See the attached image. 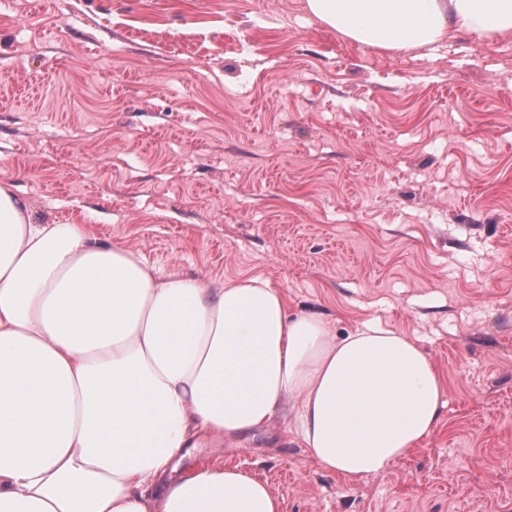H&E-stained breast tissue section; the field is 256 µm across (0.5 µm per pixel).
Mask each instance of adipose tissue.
<instances>
[{
	"label": "adipose tissue",
	"mask_w": 512,
	"mask_h": 512,
	"mask_svg": "<svg viewBox=\"0 0 512 512\" xmlns=\"http://www.w3.org/2000/svg\"><path fill=\"white\" fill-rule=\"evenodd\" d=\"M385 51L512 32V0H307ZM428 354L366 322L340 337L259 277L158 276L84 224H42L0 180V512H280L247 471L198 464L290 419L323 469L381 475L439 423Z\"/></svg>",
	"instance_id": "obj_1"
}]
</instances>
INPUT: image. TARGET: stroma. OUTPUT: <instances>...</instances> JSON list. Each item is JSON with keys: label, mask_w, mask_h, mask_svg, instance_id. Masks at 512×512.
I'll return each instance as SVG.
<instances>
[{"label": "stroma", "mask_w": 512, "mask_h": 512, "mask_svg": "<svg viewBox=\"0 0 512 512\" xmlns=\"http://www.w3.org/2000/svg\"><path fill=\"white\" fill-rule=\"evenodd\" d=\"M305 0H0V179L161 274L260 277L344 336L373 320L445 384L383 475L287 421L215 460L282 512H512V33L389 53Z\"/></svg>", "instance_id": "1"}]
</instances>
